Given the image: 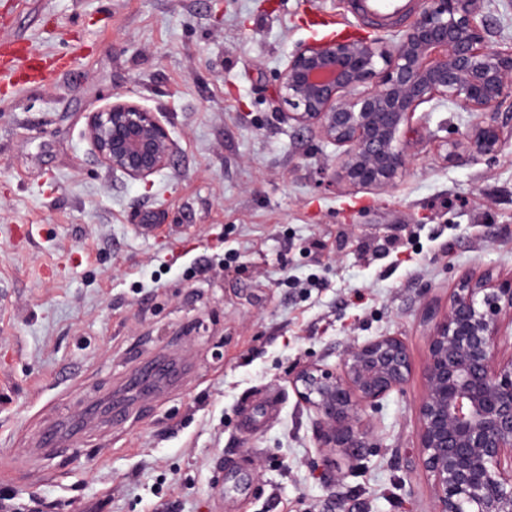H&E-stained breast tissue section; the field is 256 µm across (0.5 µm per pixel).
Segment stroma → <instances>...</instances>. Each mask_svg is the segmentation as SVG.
<instances>
[{"mask_svg": "<svg viewBox=\"0 0 512 512\" xmlns=\"http://www.w3.org/2000/svg\"><path fill=\"white\" fill-rule=\"evenodd\" d=\"M348 0H0V499L12 512H433L416 403L427 307L462 276L512 277V139L445 158L476 120L416 113L394 187L356 190L339 152L272 91L312 17L376 38ZM126 93L166 113L168 168L99 164L87 117ZM400 338L403 390L318 447L288 373ZM162 351L191 369L124 423L34 458L43 422L106 409Z\"/></svg>", "mask_w": 512, "mask_h": 512, "instance_id": "1", "label": "stroma"}]
</instances>
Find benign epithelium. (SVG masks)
<instances>
[{
  "mask_svg": "<svg viewBox=\"0 0 512 512\" xmlns=\"http://www.w3.org/2000/svg\"><path fill=\"white\" fill-rule=\"evenodd\" d=\"M421 2L395 40L309 42L278 76L288 122L335 145L342 177L354 187L398 182L409 165L413 116L432 101L477 115L448 159L462 150L495 158L504 149L498 116L512 118V47H491L485 0ZM86 138L101 165L134 182H150L175 149L162 114L118 93L89 113ZM430 321L416 414L434 512H512V355L501 356L512 327V278L464 279ZM411 373L405 344L379 336L351 348L339 369L306 362L288 382L319 417V447L375 448L359 412L402 390Z\"/></svg>",
  "mask_w": 512,
  "mask_h": 512,
  "instance_id": "7a95c632",
  "label": "benign epithelium"
}]
</instances>
